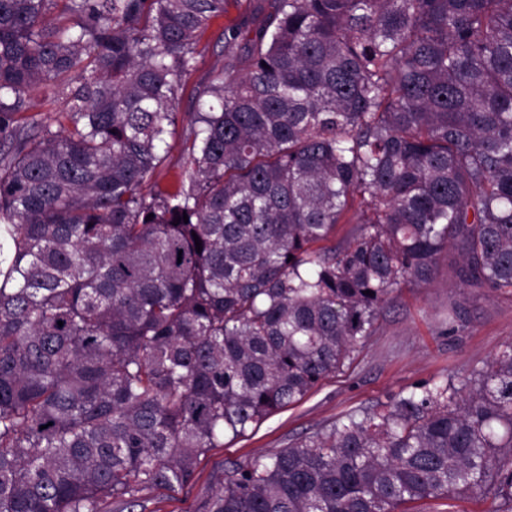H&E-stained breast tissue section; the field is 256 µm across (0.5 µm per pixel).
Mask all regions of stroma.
Wrapping results in <instances>:
<instances>
[{
	"instance_id": "35a3bbf8",
	"label": "stroma",
	"mask_w": 512,
	"mask_h": 512,
	"mask_svg": "<svg viewBox=\"0 0 512 512\" xmlns=\"http://www.w3.org/2000/svg\"><path fill=\"white\" fill-rule=\"evenodd\" d=\"M247 4L248 0H226L223 15L200 34L197 66L186 75L178 92L179 112L194 111L197 89L209 71L224 61V30L241 23ZM453 298L467 311L468 335L443 332L442 320ZM510 340L512 296H492L478 289L457 295L449 285L447 262H440L429 285L403 289L382 310L375 334L357 348L343 374L327 378L301 402L282 409L245 436L212 449L199 465L191 493L153 494L145 512H188L194 497L211 492L212 473L219 464L245 462L278 451L342 414L373 407L424 382L463 375Z\"/></svg>"
}]
</instances>
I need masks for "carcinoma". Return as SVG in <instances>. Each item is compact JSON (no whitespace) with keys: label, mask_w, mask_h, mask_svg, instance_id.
<instances>
[{"label":"carcinoma","mask_w":512,"mask_h":512,"mask_svg":"<svg viewBox=\"0 0 512 512\" xmlns=\"http://www.w3.org/2000/svg\"><path fill=\"white\" fill-rule=\"evenodd\" d=\"M224 4L0 0V512L191 489L444 256L457 288L512 295V0L251 4L187 119ZM37 90L56 131L16 120ZM443 324L470 330L458 304ZM214 480L192 512H512V342ZM249 0H226L224 14L213 20L200 34L197 43V67L186 75L178 92L177 107L182 113L195 112V94L209 71L224 63L222 36L224 29L238 26L244 18ZM181 133H182V130L180 127L178 129V133L174 136V138L169 139V141L171 143L175 142V147L171 151V162H170L169 166L163 171V174L159 179L161 188L168 190V191L176 190L180 184L181 163H180L179 143H180V134ZM430 500L422 504L424 512H486L490 508V500L467 499L463 501Z\"/></svg>","instance_id":"carcinoma-1"}]
</instances>
